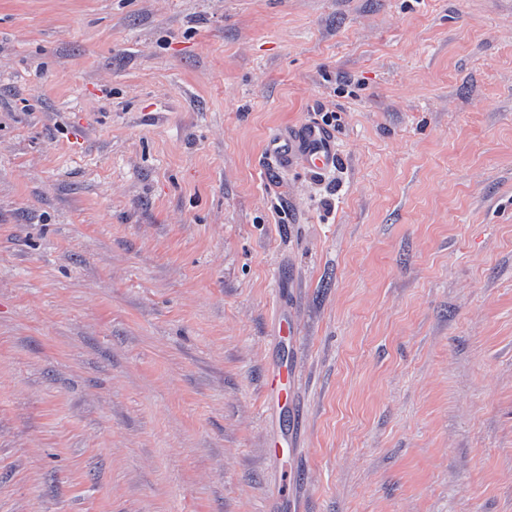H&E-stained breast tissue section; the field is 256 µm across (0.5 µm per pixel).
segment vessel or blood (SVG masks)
<instances>
[{
	"mask_svg": "<svg viewBox=\"0 0 512 512\" xmlns=\"http://www.w3.org/2000/svg\"><path fill=\"white\" fill-rule=\"evenodd\" d=\"M268 155L280 166L303 164L314 171H323L337 161L336 139L331 131L313 123H305L285 136L272 138ZM292 370L288 364H278L271 372L266 402L271 406L288 404V379Z\"/></svg>",
	"mask_w": 512,
	"mask_h": 512,
	"instance_id": "b4317fda",
	"label": "vessel or blood"
}]
</instances>
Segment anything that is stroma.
<instances>
[{
  "mask_svg": "<svg viewBox=\"0 0 512 512\" xmlns=\"http://www.w3.org/2000/svg\"><path fill=\"white\" fill-rule=\"evenodd\" d=\"M281 486L512 512V0H0V512ZM315 122L331 127L336 122L335 112H317ZM314 123H304L288 136H277L268 142V157L280 166L301 163L314 171H324L336 164V139L331 131ZM293 377L288 363L278 364L271 372L266 402L270 406H288V379Z\"/></svg>",
  "mask_w": 512,
  "mask_h": 512,
  "instance_id": "1",
  "label": "stroma"
}]
</instances>
